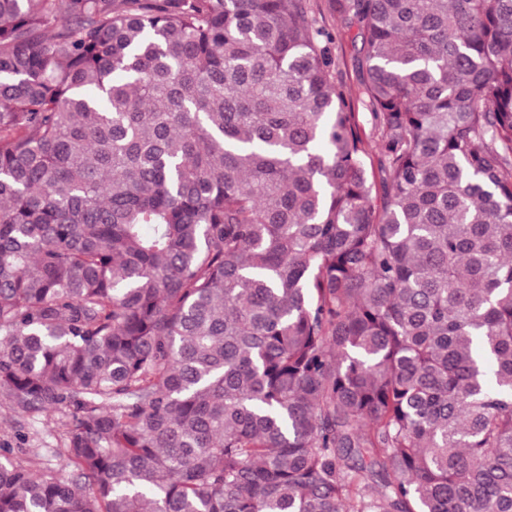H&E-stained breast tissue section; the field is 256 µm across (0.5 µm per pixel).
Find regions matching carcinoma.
I'll use <instances>...</instances> for the list:
<instances>
[{
    "label": "carcinoma",
    "mask_w": 512,
    "mask_h": 512,
    "mask_svg": "<svg viewBox=\"0 0 512 512\" xmlns=\"http://www.w3.org/2000/svg\"><path fill=\"white\" fill-rule=\"evenodd\" d=\"M0 0V512H512V0ZM310 3L313 5L312 15L317 21V26L329 30L333 35L330 47L337 64L338 73L355 111L361 113L362 129L369 135L372 122L370 114L364 106L362 73L359 68V40H354L353 32L336 31V21L330 14L328 0H310ZM59 413L44 412L38 416H23L14 412L8 404L0 402V446L14 448L16 462L26 464L28 452L25 448H44L40 455L44 463L56 468L65 466L62 458L55 454L60 445L56 425ZM23 435L26 436L24 439Z\"/></svg>",
    "instance_id": "1"
}]
</instances>
